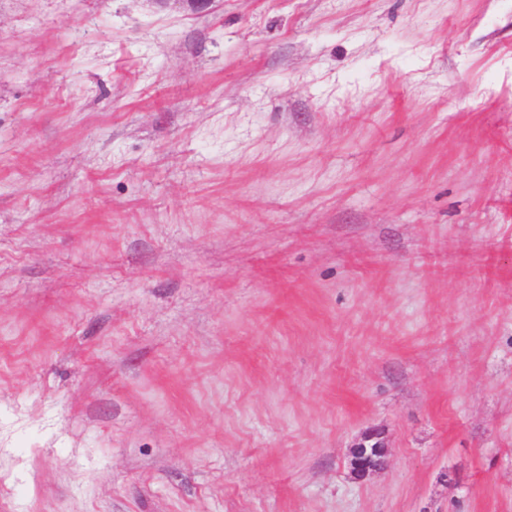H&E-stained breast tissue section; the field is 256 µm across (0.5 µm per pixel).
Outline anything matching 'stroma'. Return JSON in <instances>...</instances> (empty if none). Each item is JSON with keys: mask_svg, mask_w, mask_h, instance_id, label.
Returning <instances> with one entry per match:
<instances>
[{"mask_svg": "<svg viewBox=\"0 0 512 512\" xmlns=\"http://www.w3.org/2000/svg\"><path fill=\"white\" fill-rule=\"evenodd\" d=\"M0 512H512V0H0ZM371 440L376 441V443H375L376 451L379 455L383 456L380 458L381 464L383 465L385 463L384 456H386L387 448H388L385 437L381 433L375 432V431H370V432L365 433L364 436L360 439V441L352 448L350 461H349L351 471L355 475L359 476V477H357L358 479H363L366 476H368L369 474L378 472L382 469V467L379 465L363 466L359 461L360 453L362 452V450L364 448H367L366 443Z\"/></svg>", "mask_w": 512, "mask_h": 512, "instance_id": "stroma-1", "label": "stroma"}]
</instances>
